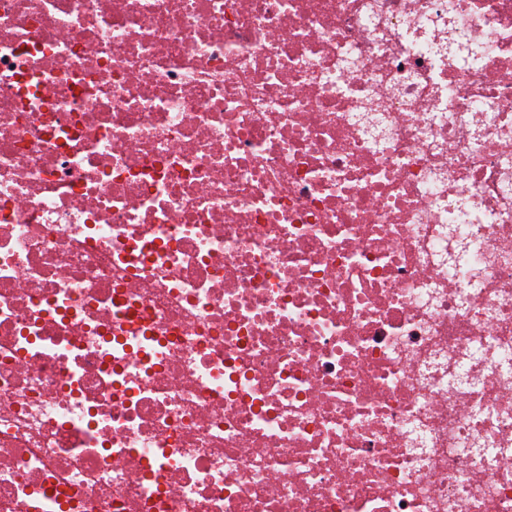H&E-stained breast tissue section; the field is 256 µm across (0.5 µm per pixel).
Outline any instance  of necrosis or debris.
<instances>
[{
	"label": "necrosis or debris",
	"instance_id": "4bbe7bcc",
	"mask_svg": "<svg viewBox=\"0 0 512 512\" xmlns=\"http://www.w3.org/2000/svg\"><path fill=\"white\" fill-rule=\"evenodd\" d=\"M0 512H512V0H0Z\"/></svg>",
	"mask_w": 512,
	"mask_h": 512
}]
</instances>
